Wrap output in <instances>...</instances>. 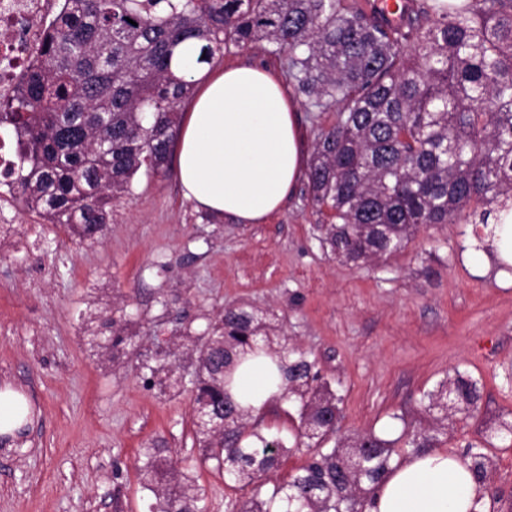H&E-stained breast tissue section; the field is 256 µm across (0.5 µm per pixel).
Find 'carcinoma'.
I'll list each match as a JSON object with an SVG mask.
<instances>
[{"label": "carcinoma", "instance_id": "1", "mask_svg": "<svg viewBox=\"0 0 512 512\" xmlns=\"http://www.w3.org/2000/svg\"><path fill=\"white\" fill-rule=\"evenodd\" d=\"M200 43V64L264 41L288 52V70L312 108H336L321 130L308 174L312 201L329 223L320 240L336 258L372 261L402 251L423 224H446L471 206L488 226L512 199V0H412L391 21L344 0H63L40 60L11 101L0 104V136L15 145V167L0 184L49 224L81 239L109 221L136 174L165 172L180 103L194 82L172 67L176 48ZM102 340L119 358L136 337L106 318ZM277 359L279 399L298 408L295 449L308 463L234 512H349L365 506L389 472L396 445L418 453L448 435V418L468 416L481 398L460 373L427 395L436 425L395 439L373 432L324 446L342 398L319 382L315 364L247 306L228 307L211 335L186 331L196 355L188 381L197 407L221 431L198 425L201 462L252 485L280 465L281 438L251 429V409L231 400L226 372L254 352ZM166 449L145 448L140 482L155 512L173 503L202 512L189 475L170 474ZM470 470L485 482L491 456L469 445Z\"/></svg>", "mask_w": 512, "mask_h": 512}]
</instances>
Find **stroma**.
<instances>
[{
	"mask_svg": "<svg viewBox=\"0 0 512 512\" xmlns=\"http://www.w3.org/2000/svg\"><path fill=\"white\" fill-rule=\"evenodd\" d=\"M324 221L305 180L267 223L233 224L183 200L172 171L138 173L92 240L19 197L0 205V389L29 412L24 440L0 446V512H151L136 465L156 441L208 512L287 482L307 451L286 454L261 487L235 483L199 459L193 393L145 383L157 350L181 363L175 336L241 303L274 314L342 395L341 436L425 427V393L457 371L478 380L477 410L441 445L462 456L485 446L490 512H512V437L497 433L512 419V277L479 250L486 229L426 224L386 260L343 263L317 238ZM98 316L139 325L119 362L92 341Z\"/></svg>",
	"mask_w": 512,
	"mask_h": 512,
	"instance_id": "stroma-1",
	"label": "stroma"
}]
</instances>
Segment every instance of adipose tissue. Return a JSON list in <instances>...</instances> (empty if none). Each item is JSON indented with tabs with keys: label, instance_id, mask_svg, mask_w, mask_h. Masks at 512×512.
<instances>
[{
	"label": "adipose tissue",
	"instance_id": "obj_1",
	"mask_svg": "<svg viewBox=\"0 0 512 512\" xmlns=\"http://www.w3.org/2000/svg\"><path fill=\"white\" fill-rule=\"evenodd\" d=\"M196 57L188 46L176 62L200 84L172 149L182 196L218 218L265 223L308 171L297 103L265 68L215 69ZM275 393L262 364L237 370L234 400L257 411ZM480 495L469 461L434 448L394 460L365 512H475Z\"/></svg>",
	"mask_w": 512,
	"mask_h": 512
}]
</instances>
